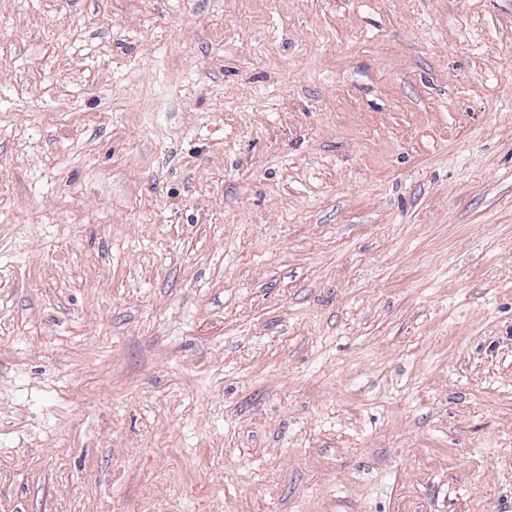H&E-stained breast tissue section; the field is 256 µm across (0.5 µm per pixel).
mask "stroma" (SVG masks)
<instances>
[{
	"instance_id": "stroma-1",
	"label": "stroma",
	"mask_w": 512,
	"mask_h": 512,
	"mask_svg": "<svg viewBox=\"0 0 512 512\" xmlns=\"http://www.w3.org/2000/svg\"><path fill=\"white\" fill-rule=\"evenodd\" d=\"M0 512H512V0H0Z\"/></svg>"
}]
</instances>
